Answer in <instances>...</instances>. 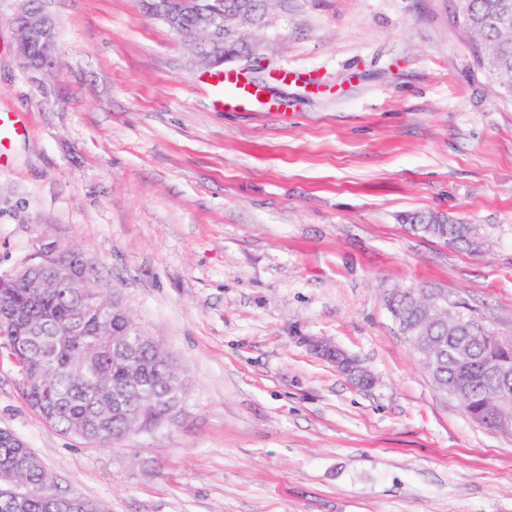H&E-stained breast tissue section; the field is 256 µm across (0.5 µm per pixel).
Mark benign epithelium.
I'll list each match as a JSON object with an SVG mask.
<instances>
[{
    "label": "benign epithelium",
    "instance_id": "benign-epithelium-1",
    "mask_svg": "<svg viewBox=\"0 0 512 512\" xmlns=\"http://www.w3.org/2000/svg\"><path fill=\"white\" fill-rule=\"evenodd\" d=\"M151 14L165 22L185 44L196 50L199 60L210 68H219L226 62L242 57L238 41L248 34V28L255 25L256 12L250 0H240V3L230 10H224L222 0H153ZM201 33L204 50H199L197 41L188 37L184 32L185 21ZM16 42L15 55L21 68L31 75V78L41 86H48L43 77L53 72L55 60L51 59L58 43V34L53 19L43 9L34 7L32 0H22V6L14 15ZM41 46L49 60L36 65L31 61L30 52L33 45ZM73 246L58 243L56 251L46 256L38 245H33L27 266L33 267L48 261L52 262L59 278L68 281L73 288H80L90 296H95L92 274L84 270L77 274L72 269L71 255ZM408 295L415 298L426 297L430 304L441 310L448 309V295L432 289L421 292L412 289ZM315 349L323 357L330 360L344 373L354 380L364 381L366 373L345 352L333 345L319 342ZM25 468L17 466L6 473L7 478L15 486L12 501L15 508H22L28 495V487L21 482Z\"/></svg>",
    "mask_w": 512,
    "mask_h": 512
}]
</instances>
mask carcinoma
Returning <instances> with one entry per match:
<instances>
[{
  "label": "carcinoma",
  "instance_id": "carcinoma-1",
  "mask_svg": "<svg viewBox=\"0 0 512 512\" xmlns=\"http://www.w3.org/2000/svg\"><path fill=\"white\" fill-rule=\"evenodd\" d=\"M467 26L492 59L490 77L512 93V0H462ZM416 232L445 242L470 241L473 227L455 224L434 212L412 214ZM27 282L20 275L0 272V307L19 309L9 326H0V357L5 356L27 376L22 398L47 424L94 444L131 432L174 422L168 410L183 392L176 380L171 355L157 342L141 336L129 312L118 315L112 307L91 312L74 288L57 278L50 266L31 271ZM405 327H427L428 319L408 300L390 296ZM478 322L473 311L457 305L432 336H417L414 353L430 342L448 347V357L431 372L434 382L459 397L465 413L489 429L498 420L500 389L488 370L499 368L512 376V341L494 335L468 336L457 313ZM30 460L26 477L31 494L23 512H82L79 494L54 498L40 491L44 466L29 448L15 447L13 434L0 429V467Z\"/></svg>",
  "mask_w": 512,
  "mask_h": 512
}]
</instances>
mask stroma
Segmentation results:
<instances>
[{
    "instance_id": "obj_1",
    "label": "stroma",
    "mask_w": 512,
    "mask_h": 512,
    "mask_svg": "<svg viewBox=\"0 0 512 512\" xmlns=\"http://www.w3.org/2000/svg\"><path fill=\"white\" fill-rule=\"evenodd\" d=\"M49 94L0 0V270L77 245L186 383L175 423L109 448L52 428L0 358V428L106 512H512V434L470 419L385 302L435 288L512 336V96L461 0H271L248 110H216L139 0H43ZM289 70L293 82L279 76ZM475 226L460 247L403 221ZM335 344L361 387L311 346Z\"/></svg>"
}]
</instances>
